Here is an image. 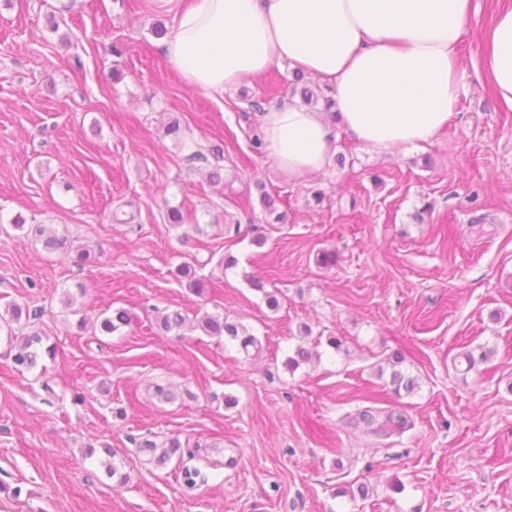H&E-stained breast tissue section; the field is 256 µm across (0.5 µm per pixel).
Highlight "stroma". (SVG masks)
<instances>
[{"mask_svg":"<svg viewBox=\"0 0 512 512\" xmlns=\"http://www.w3.org/2000/svg\"><path fill=\"white\" fill-rule=\"evenodd\" d=\"M474 4L446 130L378 154L332 127L344 164L298 182L250 150L237 118L248 96L290 100L289 68L206 94L160 53L152 28L172 15L158 0H0V312L41 311L56 345L21 372L0 333V512H512V110L480 71V27L502 0ZM198 150L221 153V182ZM170 206L197 224H167ZM18 216L67 235L70 252L32 242ZM80 248L92 255L81 266ZM322 251L334 265L317 264ZM197 259L202 296L173 275ZM274 289L276 311L263 296ZM115 308L131 326L96 333ZM176 310L183 328L160 331ZM207 313L260 348L205 335ZM301 346L318 359L288 371ZM478 346L489 360L456 370ZM396 351L412 394L378 374ZM156 383L191 395L159 402ZM367 406L405 427L381 437L343 422ZM149 434L178 437L181 458L148 462L134 441ZM108 447L128 476L119 488Z\"/></svg>","mask_w":512,"mask_h":512,"instance_id":"35a3bbf8","label":"stroma"}]
</instances>
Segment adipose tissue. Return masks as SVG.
I'll return each mask as SVG.
<instances>
[{
  "label": "adipose tissue",
  "mask_w": 512,
  "mask_h": 512,
  "mask_svg": "<svg viewBox=\"0 0 512 512\" xmlns=\"http://www.w3.org/2000/svg\"><path fill=\"white\" fill-rule=\"evenodd\" d=\"M473 0H187L159 47L171 70L221 93L273 67L334 90L336 121L377 151L432 140L462 94L459 46ZM482 64L512 108V5L483 34ZM275 165L296 181L324 171L332 137L322 113L291 100L257 115Z\"/></svg>",
  "instance_id": "obj_1"
}]
</instances>
